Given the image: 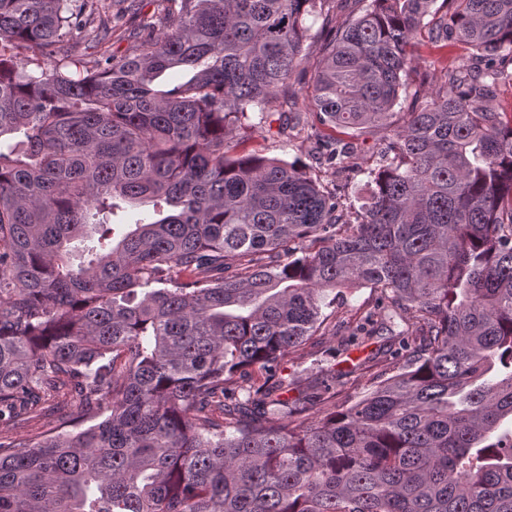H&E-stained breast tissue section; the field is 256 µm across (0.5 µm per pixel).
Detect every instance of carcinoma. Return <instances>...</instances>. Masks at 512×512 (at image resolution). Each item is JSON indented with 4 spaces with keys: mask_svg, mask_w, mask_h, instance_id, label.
I'll return each instance as SVG.
<instances>
[{
    "mask_svg": "<svg viewBox=\"0 0 512 512\" xmlns=\"http://www.w3.org/2000/svg\"><path fill=\"white\" fill-rule=\"evenodd\" d=\"M142 2L0 0V512H512V0H369L315 58L341 0ZM418 39L472 56L397 112ZM308 71L332 190L230 154L291 145ZM372 128L355 168L335 134ZM363 286L333 330L376 348L285 372ZM328 296L326 299V304L323 306V313L324 315H330L329 320L327 323L333 324L334 318L336 315V311L341 310L342 307L347 306L348 303L351 305L358 306L361 304L364 300H368V298L371 299V293L370 288H360L354 295L348 296L347 298H342L341 296H336L335 294L331 293L330 291L327 292ZM329 303V305H328Z\"/></svg>",
    "mask_w": 512,
    "mask_h": 512,
    "instance_id": "carcinoma-1",
    "label": "carcinoma"
}]
</instances>
